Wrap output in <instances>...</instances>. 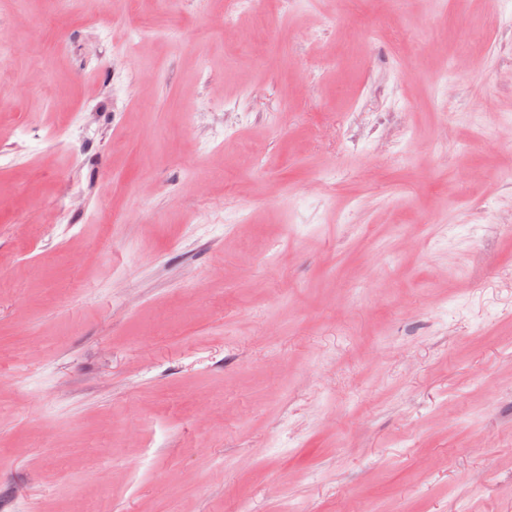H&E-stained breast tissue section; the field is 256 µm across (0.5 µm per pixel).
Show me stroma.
<instances>
[{"mask_svg": "<svg viewBox=\"0 0 512 512\" xmlns=\"http://www.w3.org/2000/svg\"><path fill=\"white\" fill-rule=\"evenodd\" d=\"M510 172L512 0H0V512H512Z\"/></svg>", "mask_w": 512, "mask_h": 512, "instance_id": "1", "label": "stroma"}]
</instances>
